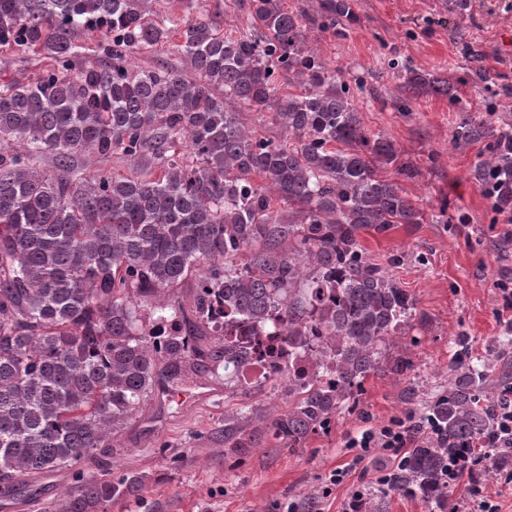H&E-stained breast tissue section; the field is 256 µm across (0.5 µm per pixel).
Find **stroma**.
I'll use <instances>...</instances> for the list:
<instances>
[{
	"label": "stroma",
	"instance_id": "obj_1",
	"mask_svg": "<svg viewBox=\"0 0 512 512\" xmlns=\"http://www.w3.org/2000/svg\"><path fill=\"white\" fill-rule=\"evenodd\" d=\"M321 3L283 0L287 9L302 12L311 47L368 87L357 100L365 127L390 137L401 162L417 170L401 185L422 200L423 223L361 235L368 256L416 301V317L384 350L387 359L410 360L411 371L370 376L353 409L291 449L264 430L288 408L287 382L254 386L208 363L187 368L172 387L144 398L93 454L65 470L22 476L13 492H0V512H55L79 478L108 479L117 472L145 475L146 483L139 499L116 501L110 512H343L359 486L368 492L366 512H438L421 497L380 484L392 462L379 454L367 457L342 485L329 482L332 471L354 456L346 446L351 434L420 413L447 390L456 342L488 361L492 340L505 328L499 284L512 280V247L500 248L512 227L485 221L486 201L471 176L478 146L451 142L457 115L447 98L420 96L408 113L392 107L399 81L388 61L456 77L459 95L473 102L484 91L463 76L468 63L478 61L494 74L500 115L512 122V0H473L465 12L457 0H354L357 20L341 36L318 29ZM447 213L467 221L448 225ZM409 385L417 391L412 402L405 398ZM243 407L248 413L239 416V425L253 435L254 446L243 455L225 453L224 420Z\"/></svg>",
	"mask_w": 512,
	"mask_h": 512
}]
</instances>
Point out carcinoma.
<instances>
[{
    "mask_svg": "<svg viewBox=\"0 0 512 512\" xmlns=\"http://www.w3.org/2000/svg\"><path fill=\"white\" fill-rule=\"evenodd\" d=\"M145 0H0V48L46 59L0 79V487L66 469L112 438L159 385L206 358L239 372L251 358L230 337L263 330L307 356L309 380L274 369L297 396L266 424L290 448L328 430L384 369L382 347L416 302L367 256L360 234L419 224L420 200L385 168L400 152L364 127L361 80L307 46L302 16L280 0H242L250 30L224 35L217 16L160 23ZM352 0H327L321 27L354 21ZM100 33L102 63L79 61L78 33ZM177 37L184 70L138 68L132 56ZM475 85L494 83L479 65ZM301 77L284 92L283 74ZM448 98L457 145L484 144L473 178L490 223L512 213V124L497 102L474 109L442 75L410 71L394 106ZM240 107L271 111L288 143L249 129ZM54 166H38L42 155ZM112 157L125 174L88 170ZM300 218H278L275 202ZM195 277L192 318L163 295ZM150 306L148 315L140 307ZM322 345L310 348L309 337ZM512 403V336L488 364L468 352L448 364V391L429 401L423 435L392 486L444 508L478 448L484 473L512 471L504 443ZM224 447L252 438L224 425ZM144 477L89 478L57 512H108Z\"/></svg>",
    "mask_w": 512,
    "mask_h": 512,
    "instance_id": "carcinoma-1",
    "label": "carcinoma"
}]
</instances>
